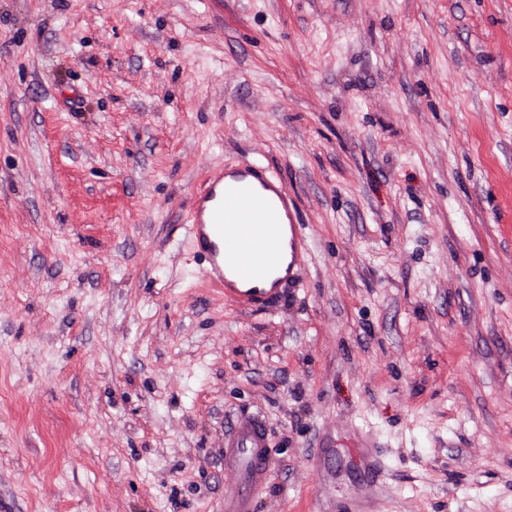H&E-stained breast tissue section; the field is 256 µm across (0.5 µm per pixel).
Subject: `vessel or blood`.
I'll return each mask as SVG.
<instances>
[{"mask_svg":"<svg viewBox=\"0 0 512 512\" xmlns=\"http://www.w3.org/2000/svg\"><path fill=\"white\" fill-rule=\"evenodd\" d=\"M190 230L208 263V274L226 294L251 303H267L275 289L265 282L282 263V236L296 238L288 193L264 168L246 166L214 175L196 196ZM268 428L257 416L224 435V467L239 481L224 501V512H251L252 494L271 473Z\"/></svg>","mask_w":512,"mask_h":512,"instance_id":"vessel-or-blood-1","label":"vessel or blood"}]
</instances>
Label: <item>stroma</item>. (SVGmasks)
I'll use <instances>...</instances> for the list:
<instances>
[{"label": "stroma", "instance_id": "stroma-1", "mask_svg": "<svg viewBox=\"0 0 512 512\" xmlns=\"http://www.w3.org/2000/svg\"><path fill=\"white\" fill-rule=\"evenodd\" d=\"M264 162L300 275L190 235ZM512 512V0H0V512ZM268 428L259 416H251L224 434V467L234 472L239 489L224 499L225 512H250L252 494L265 485L271 473Z\"/></svg>", "mask_w": 512, "mask_h": 512}]
</instances>
